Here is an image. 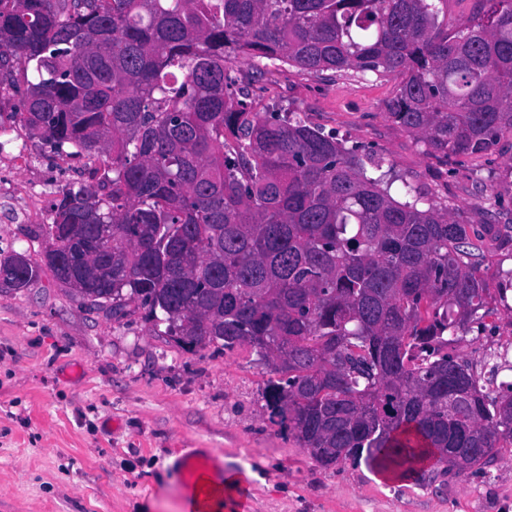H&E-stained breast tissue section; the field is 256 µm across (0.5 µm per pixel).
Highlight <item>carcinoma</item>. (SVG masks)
I'll list each match as a JSON object with an SVG mask.
<instances>
[{
  "mask_svg": "<svg viewBox=\"0 0 512 512\" xmlns=\"http://www.w3.org/2000/svg\"><path fill=\"white\" fill-rule=\"evenodd\" d=\"M0 0V86L21 122L96 163L56 192L54 276L99 303L139 300L194 347L251 348L265 406L328 468L365 457L423 479L512 447L493 393L448 351L494 314L485 274L512 217L460 224L358 145L256 112L237 56L399 79L388 117L441 160L512 138V0ZM506 223L500 224L498 220ZM468 378L448 398L450 375Z\"/></svg>",
  "mask_w": 512,
  "mask_h": 512,
  "instance_id": "carcinoma-1",
  "label": "carcinoma"
}]
</instances>
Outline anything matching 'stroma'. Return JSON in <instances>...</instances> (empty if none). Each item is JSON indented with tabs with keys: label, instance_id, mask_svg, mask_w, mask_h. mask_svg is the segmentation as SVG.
I'll return each instance as SVG.
<instances>
[{
	"label": "stroma",
	"instance_id": "obj_1",
	"mask_svg": "<svg viewBox=\"0 0 512 512\" xmlns=\"http://www.w3.org/2000/svg\"><path fill=\"white\" fill-rule=\"evenodd\" d=\"M255 111L297 112L444 199L462 224L512 210V139L448 162L387 116L396 78L332 70L314 75L239 59ZM21 95L0 90V254L38 270L0 288V512H185L172 465L183 448L219 453L252 494V512H512V456L483 472L380 481L365 462L321 467L271 421L266 368L249 347L187 348L131 302L120 317L85 305L47 269L41 236L55 193L82 179L84 158L51 151L17 117ZM512 352L507 304L455 345L483 377V360Z\"/></svg>",
	"mask_w": 512,
	"mask_h": 512
}]
</instances>
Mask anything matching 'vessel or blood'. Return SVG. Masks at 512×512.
<instances>
[{
  "label": "vessel or blood",
  "instance_id": "obj_1",
  "mask_svg": "<svg viewBox=\"0 0 512 512\" xmlns=\"http://www.w3.org/2000/svg\"><path fill=\"white\" fill-rule=\"evenodd\" d=\"M183 485L187 493L186 512H212L223 504L224 461L220 455L186 452L178 457Z\"/></svg>",
  "mask_w": 512,
  "mask_h": 512
}]
</instances>
